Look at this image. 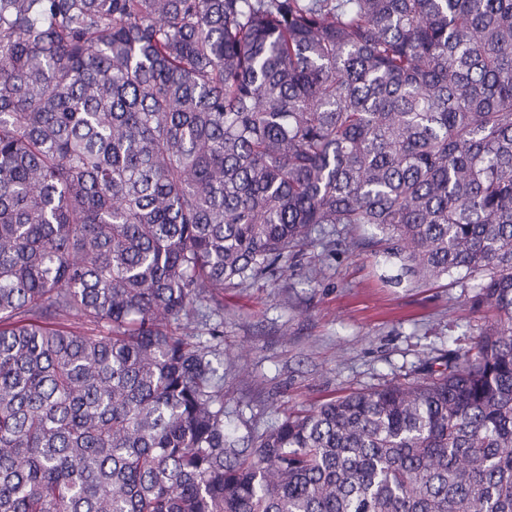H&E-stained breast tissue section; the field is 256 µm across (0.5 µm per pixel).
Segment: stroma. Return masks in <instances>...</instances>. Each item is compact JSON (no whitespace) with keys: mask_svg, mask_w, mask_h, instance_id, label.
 <instances>
[{"mask_svg":"<svg viewBox=\"0 0 512 512\" xmlns=\"http://www.w3.org/2000/svg\"><path fill=\"white\" fill-rule=\"evenodd\" d=\"M367 236L354 243L337 232L329 252L301 247L280 276L225 289L223 316L196 319L219 351L237 436L332 397L421 378L425 359L464 352L480 333L469 283L387 285L401 264L376 265Z\"/></svg>","mask_w":512,"mask_h":512,"instance_id":"stroma-1","label":"stroma"}]
</instances>
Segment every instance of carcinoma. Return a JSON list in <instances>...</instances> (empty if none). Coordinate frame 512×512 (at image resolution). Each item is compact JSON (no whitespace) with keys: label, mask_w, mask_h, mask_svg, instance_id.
Wrapping results in <instances>:
<instances>
[{"label":"carcinoma","mask_w":512,"mask_h":512,"mask_svg":"<svg viewBox=\"0 0 512 512\" xmlns=\"http://www.w3.org/2000/svg\"><path fill=\"white\" fill-rule=\"evenodd\" d=\"M328 224L484 328L240 448L194 315ZM0 512H512V0H0Z\"/></svg>","instance_id":"cac0c4a2"}]
</instances>
